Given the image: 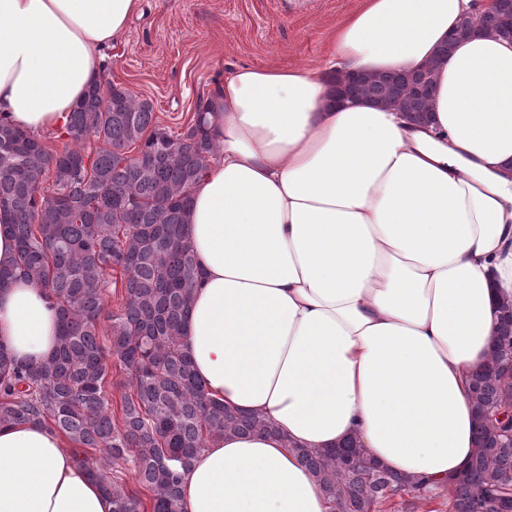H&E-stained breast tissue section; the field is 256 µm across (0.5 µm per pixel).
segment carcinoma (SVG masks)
Instances as JSON below:
<instances>
[{
    "label": "carcinoma",
    "instance_id": "obj_1",
    "mask_svg": "<svg viewBox=\"0 0 512 512\" xmlns=\"http://www.w3.org/2000/svg\"><path fill=\"white\" fill-rule=\"evenodd\" d=\"M508 14L512 0H503L483 28L512 36L501 20ZM430 82L429 70L413 78L371 74L348 91L426 118L430 95L417 85ZM211 106L207 101L174 136L155 125L148 101L96 80L58 130L70 142L60 154L0 123V224L11 225L16 241L0 288L16 277L37 281L61 316L49 360L22 365L0 347V423L34 420L70 439L77 460L112 497V512H183L182 475L208 440L271 430L264 418L209 397L181 348L200 277L183 226L195 182L218 155L208 130ZM134 144L137 159L125 155ZM116 270L118 281L111 278ZM118 284L122 304L107 312L104 299ZM499 318L490 364L470 383L480 432L465 471L432 486L391 474L354 441L325 452L297 449L331 512H377L390 491L446 498L448 512H512V422L500 419L512 412L511 302L501 304ZM103 321L110 322L107 348L99 337ZM108 354L128 377L113 415L105 399ZM84 448L102 450L103 463L90 462ZM113 459L136 474L141 490L104 474Z\"/></svg>",
    "mask_w": 512,
    "mask_h": 512
}]
</instances>
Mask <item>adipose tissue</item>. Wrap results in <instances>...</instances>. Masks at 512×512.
<instances>
[{
  "label": "adipose tissue",
  "instance_id": "obj_1",
  "mask_svg": "<svg viewBox=\"0 0 512 512\" xmlns=\"http://www.w3.org/2000/svg\"><path fill=\"white\" fill-rule=\"evenodd\" d=\"M142 0H0V122L59 129ZM476 0H364L322 68L240 66L215 98L216 163L185 234L203 277L181 339L212 398L268 433L209 440L184 512H330L298 449L354 440L437 483L476 449L471 375L512 299V42L439 49ZM432 68L427 128L332 76ZM59 313L39 283L0 289V346L38 364ZM0 512H112L39 422L0 423Z\"/></svg>",
  "mask_w": 512,
  "mask_h": 512
}]
</instances>
